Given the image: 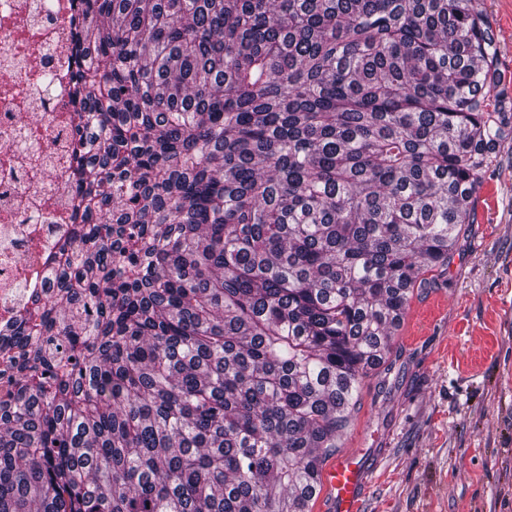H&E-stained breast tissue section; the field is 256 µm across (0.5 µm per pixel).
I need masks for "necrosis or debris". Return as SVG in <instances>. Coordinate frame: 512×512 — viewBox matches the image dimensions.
Segmentation results:
<instances>
[{
    "label": "necrosis or debris",
    "instance_id": "necrosis-or-debris-1",
    "mask_svg": "<svg viewBox=\"0 0 512 512\" xmlns=\"http://www.w3.org/2000/svg\"><path fill=\"white\" fill-rule=\"evenodd\" d=\"M72 0H0V323L70 237Z\"/></svg>",
    "mask_w": 512,
    "mask_h": 512
}]
</instances>
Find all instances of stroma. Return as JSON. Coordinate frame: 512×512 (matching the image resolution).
Returning <instances> with one entry per match:
<instances>
[{"label": "stroma", "instance_id": "35a3bbf8", "mask_svg": "<svg viewBox=\"0 0 512 512\" xmlns=\"http://www.w3.org/2000/svg\"><path fill=\"white\" fill-rule=\"evenodd\" d=\"M512 96V0H485ZM340 453L360 512H512V140L447 268L415 289L386 370L362 384Z\"/></svg>", "mask_w": 512, "mask_h": 512}]
</instances>
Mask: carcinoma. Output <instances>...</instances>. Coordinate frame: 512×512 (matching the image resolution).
Here are the masks:
<instances>
[{
  "instance_id": "obj_1",
  "label": "carcinoma",
  "mask_w": 512,
  "mask_h": 512,
  "mask_svg": "<svg viewBox=\"0 0 512 512\" xmlns=\"http://www.w3.org/2000/svg\"><path fill=\"white\" fill-rule=\"evenodd\" d=\"M79 231L0 337V512H310L512 137L481 0H77Z\"/></svg>"
}]
</instances>
